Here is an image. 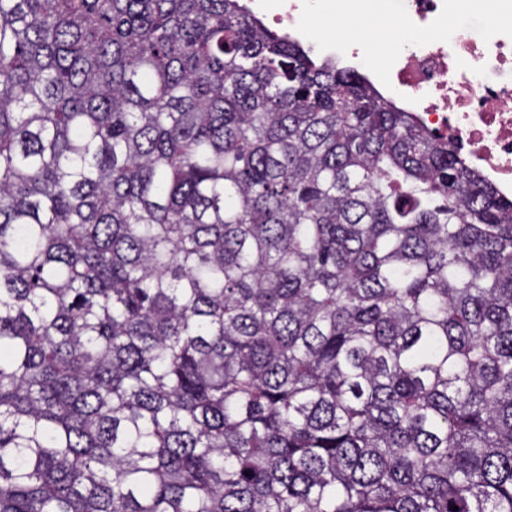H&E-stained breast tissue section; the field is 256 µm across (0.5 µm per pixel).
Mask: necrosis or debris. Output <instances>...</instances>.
<instances>
[{"label": "necrosis or debris", "instance_id": "obj_1", "mask_svg": "<svg viewBox=\"0 0 512 512\" xmlns=\"http://www.w3.org/2000/svg\"><path fill=\"white\" fill-rule=\"evenodd\" d=\"M289 39L367 74L380 95L401 103L433 131L453 139L466 162L512 200V0H493L476 29L456 18L463 0H249ZM331 12L380 19L394 35L375 56L359 41L315 40L306 19Z\"/></svg>", "mask_w": 512, "mask_h": 512}]
</instances>
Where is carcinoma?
<instances>
[{
  "instance_id": "obj_1",
  "label": "carcinoma",
  "mask_w": 512,
  "mask_h": 512,
  "mask_svg": "<svg viewBox=\"0 0 512 512\" xmlns=\"http://www.w3.org/2000/svg\"><path fill=\"white\" fill-rule=\"evenodd\" d=\"M0 512H512V201L243 0H0Z\"/></svg>"
}]
</instances>
